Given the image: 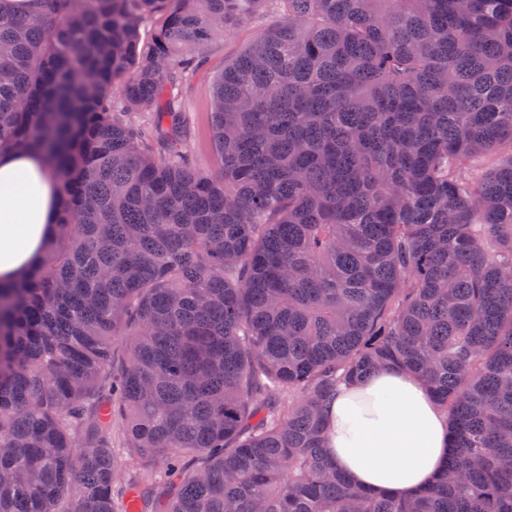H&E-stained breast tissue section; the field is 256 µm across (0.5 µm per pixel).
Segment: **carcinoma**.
<instances>
[{"label": "carcinoma", "instance_id": "1", "mask_svg": "<svg viewBox=\"0 0 512 512\" xmlns=\"http://www.w3.org/2000/svg\"><path fill=\"white\" fill-rule=\"evenodd\" d=\"M30 2L0 0V151L62 206L0 284V512H512V0ZM270 4L201 171L184 84ZM385 368L448 419L408 498L325 453L338 387Z\"/></svg>", "mask_w": 512, "mask_h": 512}]
</instances>
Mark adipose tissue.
I'll list each match as a JSON object with an SVG mask.
<instances>
[{
  "label": "adipose tissue",
  "mask_w": 512,
  "mask_h": 512,
  "mask_svg": "<svg viewBox=\"0 0 512 512\" xmlns=\"http://www.w3.org/2000/svg\"><path fill=\"white\" fill-rule=\"evenodd\" d=\"M60 207L57 181L38 152L0 153V282L24 278L39 261ZM326 447L356 484L404 496L445 465L448 421L417 374L379 370L337 390Z\"/></svg>",
  "instance_id": "ef3b65f1"
}]
</instances>
